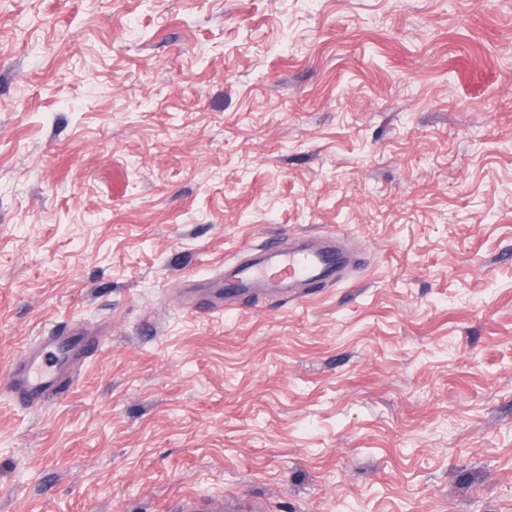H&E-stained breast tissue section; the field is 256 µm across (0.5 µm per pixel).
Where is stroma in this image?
Instances as JSON below:
<instances>
[{
  "label": "stroma",
  "instance_id": "stroma-1",
  "mask_svg": "<svg viewBox=\"0 0 512 512\" xmlns=\"http://www.w3.org/2000/svg\"><path fill=\"white\" fill-rule=\"evenodd\" d=\"M359 261L210 311L272 236ZM0 512H512V0H0ZM97 348L85 329L58 326L23 348L4 389L25 408L39 407L71 386L77 365ZM169 510L171 512H261L262 509L224 501V497L191 493L177 498Z\"/></svg>",
  "mask_w": 512,
  "mask_h": 512
}]
</instances>
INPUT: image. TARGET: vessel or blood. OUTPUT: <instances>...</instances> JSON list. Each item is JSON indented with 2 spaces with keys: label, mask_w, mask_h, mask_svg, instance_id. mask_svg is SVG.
<instances>
[{
  "label": "vessel or blood",
  "mask_w": 512,
  "mask_h": 512,
  "mask_svg": "<svg viewBox=\"0 0 512 512\" xmlns=\"http://www.w3.org/2000/svg\"><path fill=\"white\" fill-rule=\"evenodd\" d=\"M335 235L307 239L290 245L266 240L260 258L241 260L222 285L225 300L261 297L270 301L306 299L318 288L335 282L345 265ZM98 348L91 333L68 325L56 327L26 346L6 382L9 394L22 406L36 408L61 395L73 382L77 365ZM170 512H261L216 496L185 494Z\"/></svg>",
  "instance_id": "obj_1"
}]
</instances>
